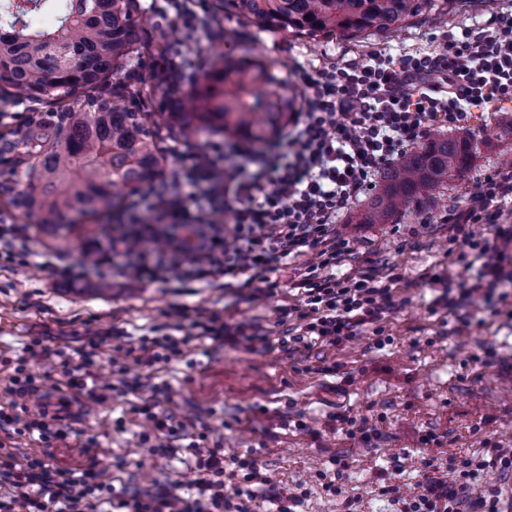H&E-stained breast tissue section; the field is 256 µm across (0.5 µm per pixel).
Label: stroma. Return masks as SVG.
Instances as JSON below:
<instances>
[{
	"instance_id": "35a3bbf8",
	"label": "stroma",
	"mask_w": 512,
	"mask_h": 512,
	"mask_svg": "<svg viewBox=\"0 0 512 512\" xmlns=\"http://www.w3.org/2000/svg\"><path fill=\"white\" fill-rule=\"evenodd\" d=\"M138 3V31L152 51L142 64L125 68L111 81L153 123L167 174L178 171L180 162L171 152L176 140L165 115L179 111L181 96L191 91L192 75L209 68L214 51L234 56L251 52L299 98L303 84L293 69L295 61L327 69L377 51H432L446 37L479 30L492 17L512 10V0H466L398 31L312 40L241 23L217 10L215 0H185L187 10L209 14L211 30H238V40L227 43L211 37V31L174 21L169 0ZM511 123L510 103L495 112L475 113L464 132L474 149L472 168L437 190L427 207L409 208L390 224L357 223L353 209L338 219L337 230L352 248L350 268L388 267L401 277L394 291L398 309L378 325L336 347L316 343L270 353L195 341L168 364L152 368L105 344L104 361L123 366L128 381L141 382V391L109 392L66 438L44 446L21 437L15 447L46 456L60 469L95 467L111 475L117 492L147 486L153 479L191 485L196 477L191 449H179L170 459L140 442L147 425L134 408L151 388H166L171 397L161 406L185 423L190 439L223 437L225 457L253 456L281 486H304L309 495L303 512H336L335 497L326 495L319 483L323 472L357 498L358 512H391L390 503L375 490L395 465L411 477L423 457L458 464L489 444L512 448V320L488 309L481 313L482 324L458 332L454 316L430 312L435 293L426 285L436 273L469 277L444 218L450 208L468 206L477 179L512 159V139L498 135L500 126ZM133 202L126 197L122 210L107 214L93 231L77 229L58 240L37 236L32 248L37 254L81 259L106 225L128 223L133 214L149 222L150 213L132 212ZM176 306L192 320L213 311L237 321L275 318L273 307L224 291L218 278L172 288L125 277L63 280L37 259L0 269V324L7 327L0 333V402L9 399V361L31 339H43L55 349L74 344L76 335L87 330L137 337L163 323L165 312ZM345 416L375 429L378 440L365 444L347 436L341 422ZM429 434L434 442L423 443Z\"/></svg>"
}]
</instances>
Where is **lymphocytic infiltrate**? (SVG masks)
Returning a JSON list of instances; mask_svg holds the SVG:
<instances>
[{"label":"lymphocytic infiltrate","mask_w":512,"mask_h":512,"mask_svg":"<svg viewBox=\"0 0 512 512\" xmlns=\"http://www.w3.org/2000/svg\"><path fill=\"white\" fill-rule=\"evenodd\" d=\"M295 70L304 84V109L291 116L285 151L265 158L253 173L227 164L218 143L202 153L180 152L181 172L149 184L140 194L151 223L135 230L112 225L104 241L92 243L93 261L61 265L48 254L45 265L66 279L90 273L107 278L118 271L141 282L186 285L221 275L246 288L248 301L265 305L278 295L280 283L272 275L282 261L301 259L293 279L300 299L278 304L273 324L236 322L220 311L195 323L197 338L247 351L282 350L311 337L337 346L393 313L399 275L336 274L351 253L336 220L375 187L385 168L418 147L431 125L464 129L473 112L512 102V12L496 16L477 34L449 38L432 52H375L341 68L299 63ZM199 197L208 200V209L191 208ZM469 199L467 208L449 210L447 223L459 261L476 266V276L460 281L435 274L427 281L441 290L433 307L451 314L512 293V224L505 210L512 203V164L475 183ZM474 224L492 226V235L475 237ZM30 239L28 225L1 224L0 265L28 264L34 255ZM117 255L125 258L118 269L112 265ZM182 315V310L170 311L160 334L138 337L128 354L149 366L179 356L187 342ZM105 342L99 335L87 337L68 355L31 340L8 377L7 393L32 392L29 360L53 356L61 359L68 388H87L82 371L93 366ZM136 410L149 427L142 441L151 442L155 454H172L175 441L186 435L184 424L160 409L153 395ZM66 434L65 427L46 416L29 417L0 406V512H247L245 502L257 484L274 512H296L306 498L263 475L255 458L225 460L219 439L213 447L197 449L191 494L179 484L158 482L117 494L110 478L94 468L75 474L44 457L20 458L8 450L17 436L46 441ZM228 462L233 465L229 471L224 468ZM422 466L423 478L411 490L397 483L380 486L394 512H511L502 488L494 485L477 493L473 484L488 468L511 478L512 448L484 449L480 459L465 460L460 468H439L433 457L423 459Z\"/></svg>","instance_id":"lymphocytic-infiltrate-1"}]
</instances>
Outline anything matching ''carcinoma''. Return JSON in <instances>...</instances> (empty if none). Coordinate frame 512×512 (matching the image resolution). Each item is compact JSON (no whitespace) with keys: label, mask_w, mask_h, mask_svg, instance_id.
I'll return each mask as SVG.
<instances>
[{"label":"carcinoma","mask_w":512,"mask_h":512,"mask_svg":"<svg viewBox=\"0 0 512 512\" xmlns=\"http://www.w3.org/2000/svg\"><path fill=\"white\" fill-rule=\"evenodd\" d=\"M59 2L55 28L0 21V87L20 99L47 101L0 135V196L36 231L59 235L121 206L126 193L160 172L161 146L135 107L105 98L112 74L149 52L135 33V0ZM456 0H217L221 10L277 32L311 39L358 38L393 31ZM84 89L85 103L64 104ZM190 109L175 112L180 135H222L266 144L295 110L283 80L262 61L219 55L195 80ZM473 159L460 136H435L381 175L360 224H389L405 207L422 205Z\"/></svg>","instance_id":"1"}]
</instances>
